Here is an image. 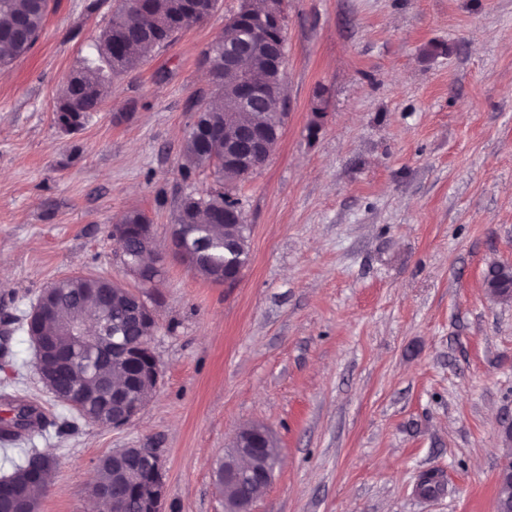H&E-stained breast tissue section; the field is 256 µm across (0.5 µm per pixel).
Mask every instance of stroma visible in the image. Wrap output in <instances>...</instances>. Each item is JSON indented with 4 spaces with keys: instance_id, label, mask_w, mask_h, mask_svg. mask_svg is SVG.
Masks as SVG:
<instances>
[{
    "instance_id": "obj_1",
    "label": "stroma",
    "mask_w": 512,
    "mask_h": 512,
    "mask_svg": "<svg viewBox=\"0 0 512 512\" xmlns=\"http://www.w3.org/2000/svg\"><path fill=\"white\" fill-rule=\"evenodd\" d=\"M116 5L50 0L0 80V393L54 421L0 440V472L21 449L49 453L40 512H88L99 458L153 448L164 512H225L215 468L259 423L281 463L252 512H495L512 303L490 301L484 277L512 265V0H288V119L233 190L250 263L228 286L171 258L145 289L112 226L142 210L167 248L180 198L215 187L209 169L184 178L182 148L212 90L204 52L240 0L112 77L69 131L61 91ZM76 272L140 290L156 312L161 377L121 428L55 402L23 330L40 291ZM431 470L447 487L418 496Z\"/></svg>"
}]
</instances>
